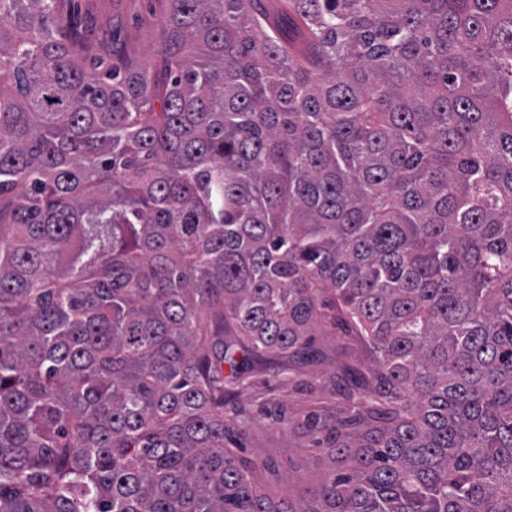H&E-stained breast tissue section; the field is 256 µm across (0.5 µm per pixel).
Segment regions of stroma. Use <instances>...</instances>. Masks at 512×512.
<instances>
[{"label": "stroma", "mask_w": 512, "mask_h": 512, "mask_svg": "<svg viewBox=\"0 0 512 512\" xmlns=\"http://www.w3.org/2000/svg\"><path fill=\"white\" fill-rule=\"evenodd\" d=\"M164 9V0H60L55 23L65 33L80 28L88 59L101 55L117 65L142 63L154 57ZM317 342L327 355L324 363L286 376L271 362L235 401L250 419L237 456L275 500L297 495L326 472L328 461L313 445L306 417L313 411L343 412L334 376L340 364L363 355L353 337L330 326L318 331Z\"/></svg>", "instance_id": "1"}]
</instances>
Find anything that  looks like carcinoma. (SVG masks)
<instances>
[{
    "mask_svg": "<svg viewBox=\"0 0 512 512\" xmlns=\"http://www.w3.org/2000/svg\"><path fill=\"white\" fill-rule=\"evenodd\" d=\"M85 69L0 0V512H512V0H166ZM370 361L276 502L224 406Z\"/></svg>",
    "mask_w": 512,
    "mask_h": 512,
    "instance_id": "carcinoma-1",
    "label": "carcinoma"
}]
</instances>
